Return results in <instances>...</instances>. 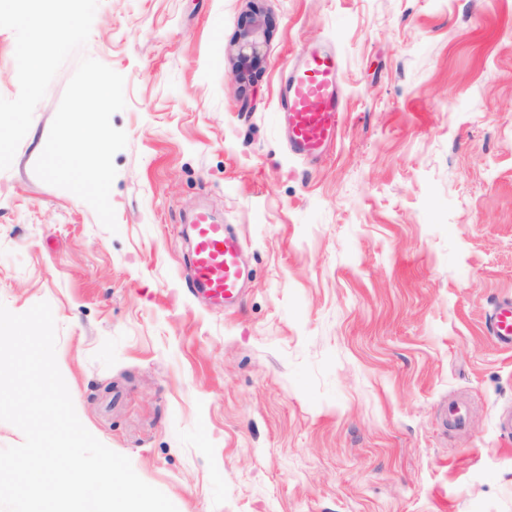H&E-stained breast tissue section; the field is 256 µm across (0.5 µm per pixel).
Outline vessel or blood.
Listing matches in <instances>:
<instances>
[{"mask_svg":"<svg viewBox=\"0 0 512 512\" xmlns=\"http://www.w3.org/2000/svg\"><path fill=\"white\" fill-rule=\"evenodd\" d=\"M343 110L339 57L326 49L300 52L286 74L278 110L291 153L307 161L322 159L338 139ZM192 233L190 288L231 305L247 278L239 240L205 210L196 214ZM486 328L498 346L512 349V304L496 306Z\"/></svg>","mask_w":512,"mask_h":512,"instance_id":"1","label":"vessel or blood"}]
</instances>
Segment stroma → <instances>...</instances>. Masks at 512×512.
<instances>
[{
    "instance_id": "obj_1",
    "label": "stroma",
    "mask_w": 512,
    "mask_h": 512,
    "mask_svg": "<svg viewBox=\"0 0 512 512\" xmlns=\"http://www.w3.org/2000/svg\"><path fill=\"white\" fill-rule=\"evenodd\" d=\"M323 43L310 165L277 105ZM203 206L252 270L230 311L188 287ZM508 300L512 0H0V303L50 304L80 421L178 512H512ZM270 36V24L265 18L250 14L243 23L238 37L236 64L233 71L238 82L250 81L263 61L262 50ZM344 112L342 67L335 52L302 51L288 68L277 112L292 154L318 161L336 143ZM486 328L498 346L512 349V303L496 306L489 315Z\"/></svg>"
}]
</instances>
